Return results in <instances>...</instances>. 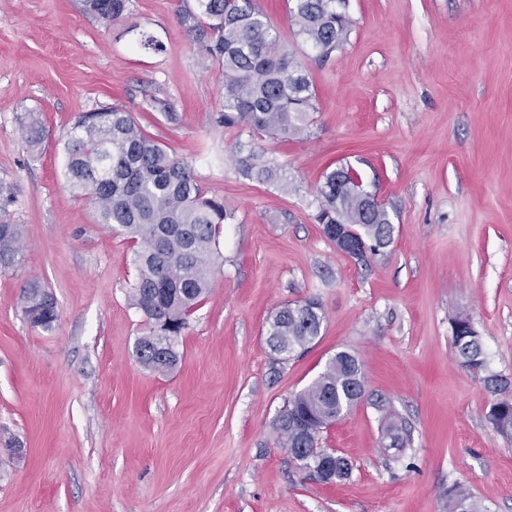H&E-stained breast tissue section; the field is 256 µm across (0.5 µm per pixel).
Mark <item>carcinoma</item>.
Segmentation results:
<instances>
[{
  "instance_id": "carcinoma-1",
  "label": "carcinoma",
  "mask_w": 512,
  "mask_h": 512,
  "mask_svg": "<svg viewBox=\"0 0 512 512\" xmlns=\"http://www.w3.org/2000/svg\"><path fill=\"white\" fill-rule=\"evenodd\" d=\"M84 10L103 22L120 19L129 0H82ZM290 22L319 57L326 58L346 38L352 19L347 0H291ZM181 21L193 35L202 58L224 69V109L216 123L227 129L288 138L302 133L317 111L315 90L255 0H195ZM23 128L31 149L44 140L39 116L30 112ZM65 178L86 198L97 223L122 231L133 243L137 278L132 301L145 317L148 331L137 340L136 360L157 371L178 362L176 345L190 313L214 284L216 230L233 218L224 198L209 195L195 181L188 164L171 156L131 113L116 106L80 114L65 140ZM247 179L288 188L283 167L248 151L238 159ZM319 224H346L374 244L390 245L395 226L384 208H371L363 198L358 175L340 167L326 173L317 190ZM14 197H0V270L14 267L22 251L23 225L9 207ZM48 287L37 279L23 286L22 311L33 326L45 329L56 321V302L33 316L32 305ZM324 321L316 298L287 303L267 320V343L290 357L320 336ZM453 347L462 364L483 371V383L495 400L488 419L497 432L512 437V382L487 372L480 336L469 318L451 320ZM364 376L356 358L340 353L308 386L290 398L274 422L277 442L314 478L333 483L347 479L351 465L318 448L324 429L361 402ZM386 447L402 450L411 438L406 424L387 415ZM448 512H478L463 489L448 491Z\"/></svg>"
}]
</instances>
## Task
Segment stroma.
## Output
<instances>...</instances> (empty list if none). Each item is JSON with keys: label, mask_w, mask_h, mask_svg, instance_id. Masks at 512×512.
<instances>
[{"label": "stroma", "mask_w": 512, "mask_h": 512, "mask_svg": "<svg viewBox=\"0 0 512 512\" xmlns=\"http://www.w3.org/2000/svg\"><path fill=\"white\" fill-rule=\"evenodd\" d=\"M256 3L316 93L308 129L285 142L216 124L224 72L180 21L194 0H130L111 23L82 0H0V184L24 226L18 265L0 272V512H448L456 485L482 512H512V438L489 422L493 397L451 330L467 316L490 369L512 376V0H348L353 26L326 59L295 37L288 0ZM154 96L178 122L147 112ZM106 105L234 214L166 372L134 356L146 325L132 244L64 176L66 132ZM30 112L45 129L36 151ZM241 144L283 165L289 190L243 178ZM341 166L395 224L365 263L314 219L318 185ZM30 279L55 296L51 328L23 315ZM308 297L321 334L281 359L267 319ZM341 351L366 395L320 436L352 465L328 484L273 424ZM380 399L412 429L403 451L383 447Z\"/></svg>", "instance_id": "35a3bbf8"}]
</instances>
